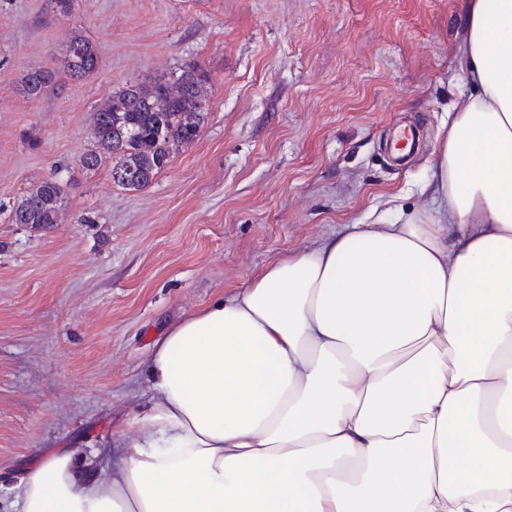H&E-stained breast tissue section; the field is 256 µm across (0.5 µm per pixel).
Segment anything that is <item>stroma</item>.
<instances>
[{"instance_id":"1","label":"stroma","mask_w":512,"mask_h":512,"mask_svg":"<svg viewBox=\"0 0 512 512\" xmlns=\"http://www.w3.org/2000/svg\"><path fill=\"white\" fill-rule=\"evenodd\" d=\"M471 0H0V512L50 451L92 463L149 391L166 326L339 225L394 220L423 187L461 100ZM97 71L29 99L72 31ZM209 75L198 139L139 191L87 170L93 112L126 82ZM405 125L419 146L393 165ZM63 221L15 224L41 182ZM59 68L39 67L28 71L22 78V90L28 98H38L59 77Z\"/></svg>"}]
</instances>
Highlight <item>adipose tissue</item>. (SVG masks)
<instances>
[{
	"instance_id": "obj_1",
	"label": "adipose tissue",
	"mask_w": 512,
	"mask_h": 512,
	"mask_svg": "<svg viewBox=\"0 0 512 512\" xmlns=\"http://www.w3.org/2000/svg\"><path fill=\"white\" fill-rule=\"evenodd\" d=\"M427 209L186 313L103 463L12 512H512V0H473Z\"/></svg>"
}]
</instances>
